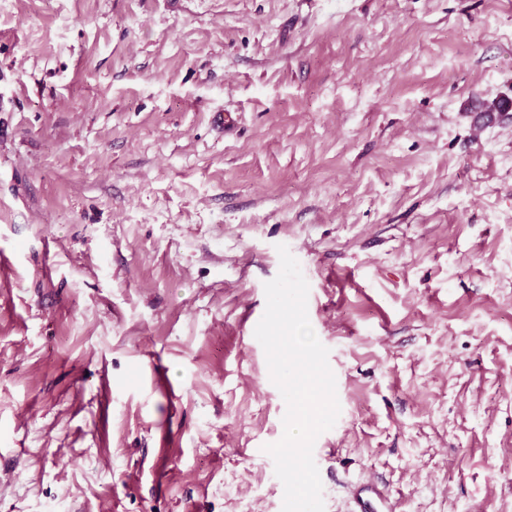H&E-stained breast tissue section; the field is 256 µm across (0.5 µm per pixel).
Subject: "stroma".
<instances>
[{"instance_id": "35a3bbf8", "label": "stroma", "mask_w": 512, "mask_h": 512, "mask_svg": "<svg viewBox=\"0 0 512 512\" xmlns=\"http://www.w3.org/2000/svg\"><path fill=\"white\" fill-rule=\"evenodd\" d=\"M503 98L512 0H0V512H281L280 244L325 512H512ZM352 503V512H397L386 491L375 483L356 487Z\"/></svg>"}]
</instances>
